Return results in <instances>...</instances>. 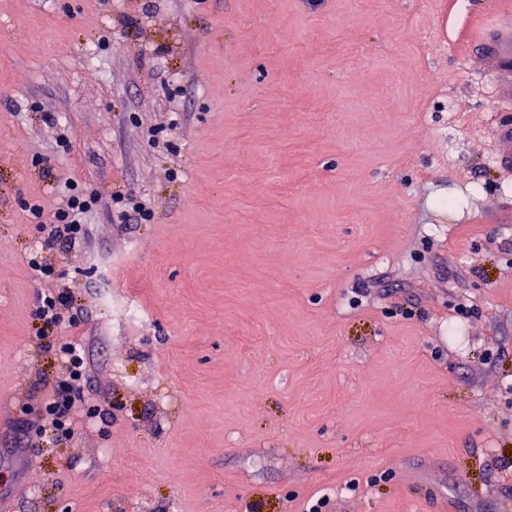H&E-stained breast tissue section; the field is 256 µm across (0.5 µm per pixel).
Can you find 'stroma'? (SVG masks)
Returning <instances> with one entry per match:
<instances>
[{
    "instance_id": "stroma-1",
    "label": "stroma",
    "mask_w": 512,
    "mask_h": 512,
    "mask_svg": "<svg viewBox=\"0 0 512 512\" xmlns=\"http://www.w3.org/2000/svg\"><path fill=\"white\" fill-rule=\"evenodd\" d=\"M502 2L0 0V512H512V105L444 22ZM68 189L66 200L62 207H58L53 214L54 227L50 230L45 246L51 244L57 238L65 237L70 244H75L84 235V219L95 204L92 194L84 195L77 192V185L73 182H65ZM42 249L28 258L27 265L37 278L48 284L36 307V316L50 335L39 336V340L42 346L57 352L61 373L56 380L39 389L38 398L49 430L66 438L74 435L76 427L85 418L97 417V414L79 404L81 385L87 375V361L77 343L68 339L64 331V328L75 327L78 323L73 316L67 322L63 316L62 309L70 302V292L57 284L54 287L55 269L42 256Z\"/></svg>"
}]
</instances>
